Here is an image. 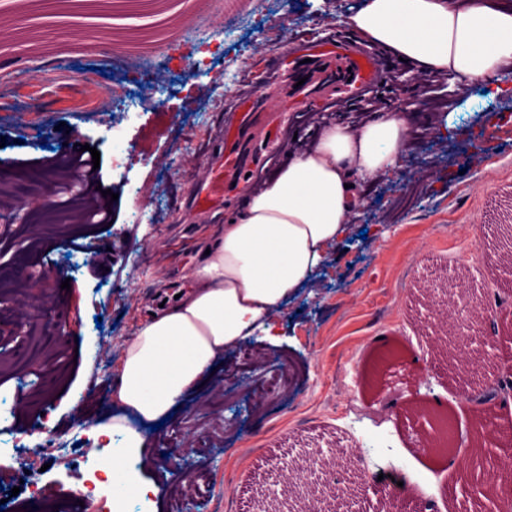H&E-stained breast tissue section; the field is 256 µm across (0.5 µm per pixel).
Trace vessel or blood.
Masks as SVG:
<instances>
[{"mask_svg": "<svg viewBox=\"0 0 512 512\" xmlns=\"http://www.w3.org/2000/svg\"><path fill=\"white\" fill-rule=\"evenodd\" d=\"M380 62L339 38L306 42L284 56L265 82V90L241 97L223 142L213 154L219 161L208 177L189 190L199 212L223 209L238 198L279 147L281 132L298 112L317 111L331 99H359L376 87Z\"/></svg>", "mask_w": 512, "mask_h": 512, "instance_id": "b4317fda", "label": "vessel or blood"}]
</instances>
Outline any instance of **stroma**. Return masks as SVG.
Returning <instances> with one entry per match:
<instances>
[{
	"label": "stroma",
	"mask_w": 512,
	"mask_h": 512,
	"mask_svg": "<svg viewBox=\"0 0 512 512\" xmlns=\"http://www.w3.org/2000/svg\"><path fill=\"white\" fill-rule=\"evenodd\" d=\"M360 0H224V9L195 12L192 0H70L62 18L59 0H0V65L15 73L9 97L19 110L51 107L56 129L48 148L0 114V158L13 173L58 167L75 142L96 148L103 182L117 193L114 222L89 228L80 222L47 232L35 213L0 209V267L22 263L47 292L45 311L61 330L34 339L24 327L26 291L0 290V393L21 388L24 400L0 418V430L32 425L48 416L59 432L78 442V417L110 422V382L121 350L160 291L186 288L203 244L217 235L223 215L185 221L184 197L212 165L210 145L224 137L233 96L224 93L225 71L239 74L241 89L254 87L300 40L334 35L337 17ZM122 11L144 15L141 24L115 26ZM253 24L226 40L219 34L238 15ZM100 22L76 26L74 17ZM127 82L166 86L172 72L193 78L164 104L147 106L126 128L128 179L112 174V132L67 82L54 93L36 87L52 71L70 68L85 76L100 57ZM415 112L409 144L398 169L359 183L360 203L352 232L331 252L318 285L306 289L279 315L276 340L256 337L225 356L214 376L189 393L157 431H146L136 477L151 481L158 496L139 512H171V497L193 477L195 512H212L215 501L235 497L238 487L260 490L279 475L289 449H352L353 497L348 512H381L374 492L378 476L401 475L411 512H486L483 472L460 481L480 419L512 417L494 395L495 375L512 368V340L499 337L495 314L512 310V271L498 265L495 250L502 225L512 226V95L483 93L452 76L390 69L375 97L343 103L307 116L296 133L323 123L359 124L380 111ZM448 118V136L436 137L433 116ZM153 210L152 222L137 221L138 209ZM83 235L88 251L68 255L67 238ZM69 289H62V282ZM481 287L488 320L446 338L432 311L448 301V286ZM448 339L459 355L489 362L465 386L434 349ZM256 350L276 366L247 362ZM295 371L290 391L276 382ZM265 394V413L247 402L225 408V391ZM456 427L453 447L440 455L424 448L431 413ZM227 426H220V419ZM56 482L41 479L39 466L18 461L0 478V512H78L72 497L82 471L62 467ZM42 481L39 496L29 482Z\"/></svg>",
	"instance_id": "obj_1"
}]
</instances>
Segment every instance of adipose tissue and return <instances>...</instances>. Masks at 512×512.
I'll list each match as a JSON object with an SVG mask.
<instances>
[{"label":"adipose tissue","mask_w":512,"mask_h":512,"mask_svg":"<svg viewBox=\"0 0 512 512\" xmlns=\"http://www.w3.org/2000/svg\"><path fill=\"white\" fill-rule=\"evenodd\" d=\"M342 24L423 73L484 82L512 59V5L473 0H362ZM409 112H381L349 127H318L262 186L248 191L207 241L188 291L151 310L123 346L112 383V431L124 449L145 447L155 423L207 377L225 352L270 335L300 288L350 233L359 181L393 170L406 147Z\"/></svg>","instance_id":"obj_1"}]
</instances>
